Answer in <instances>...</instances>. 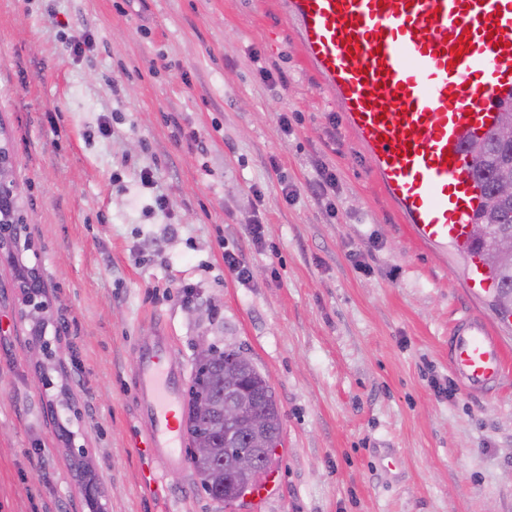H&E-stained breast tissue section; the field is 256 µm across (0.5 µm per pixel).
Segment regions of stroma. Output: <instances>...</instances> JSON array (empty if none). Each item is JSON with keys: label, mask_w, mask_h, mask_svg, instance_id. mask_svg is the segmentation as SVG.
<instances>
[{"label": "stroma", "mask_w": 512, "mask_h": 512, "mask_svg": "<svg viewBox=\"0 0 512 512\" xmlns=\"http://www.w3.org/2000/svg\"><path fill=\"white\" fill-rule=\"evenodd\" d=\"M0 130L31 242L0 260V512H74L72 441L108 512H512V380L470 394L448 369L461 313L511 345L512 321L468 293L460 249L416 245L280 0H0ZM322 167L332 218L309 189ZM20 263L52 302L47 384ZM158 327L185 369L200 346L241 349L269 380L282 432L265 496L225 504L188 464L144 481L129 382Z\"/></svg>", "instance_id": "1"}]
</instances>
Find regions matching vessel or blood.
<instances>
[{"label":"vessel or blood","instance_id":"vessel-or-blood-1","mask_svg":"<svg viewBox=\"0 0 512 512\" xmlns=\"http://www.w3.org/2000/svg\"><path fill=\"white\" fill-rule=\"evenodd\" d=\"M305 62L335 91L347 130L420 246L466 245L481 204L467 146L496 124L512 94V0H282ZM470 292L493 283L470 253ZM133 384L142 434L132 446L150 484L183 465L175 417L184 368L164 330L141 338ZM448 366L463 388L506 377L505 342L467 312L448 332Z\"/></svg>","mask_w":512,"mask_h":512}]
</instances>
